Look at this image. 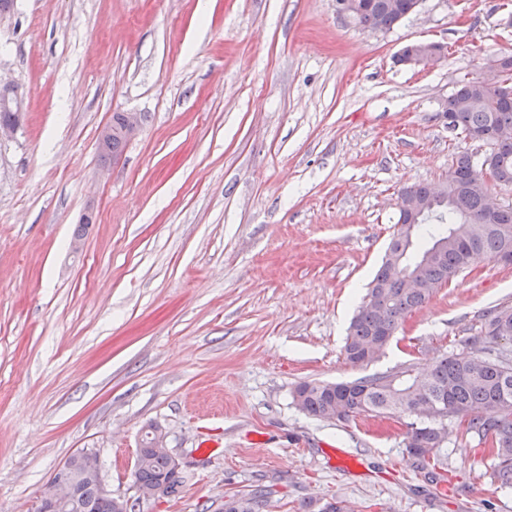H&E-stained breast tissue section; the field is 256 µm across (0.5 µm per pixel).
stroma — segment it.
<instances>
[{
    "label": "stroma",
    "instance_id": "stroma-1",
    "mask_svg": "<svg viewBox=\"0 0 512 512\" xmlns=\"http://www.w3.org/2000/svg\"><path fill=\"white\" fill-rule=\"evenodd\" d=\"M424 41L445 58L397 63ZM510 51L499 0H423L386 31L336 0H14L0 79L26 112L0 142V512H34L84 449L132 495L151 424L187 479L135 512H199L259 484L269 512L322 497L512 512L477 443L449 435L433 481L394 420L327 421L292 400L305 381L465 354L486 311L512 306V266L486 260L409 314L379 360L341 353L401 188L488 151L449 130L444 103ZM116 112L143 124L106 163Z\"/></svg>",
    "mask_w": 512,
    "mask_h": 512
}]
</instances>
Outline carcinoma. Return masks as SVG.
Wrapping results in <instances>:
<instances>
[{
	"instance_id": "carcinoma-1",
	"label": "carcinoma",
	"mask_w": 512,
	"mask_h": 512,
	"mask_svg": "<svg viewBox=\"0 0 512 512\" xmlns=\"http://www.w3.org/2000/svg\"><path fill=\"white\" fill-rule=\"evenodd\" d=\"M359 24L370 30H389L405 16L414 0H364ZM448 128L470 138L496 128H512V62L499 77L476 78L462 83L448 96L444 107ZM112 140L98 146L103 162L116 160L129 139L122 134L124 113L110 121ZM493 169L497 183L512 184V141L490 145V153L475 160L466 150L448 167V199L441 211L423 217L413 231L404 229L410 217L399 213L394 232L367 293L354 315L343 348L345 360L354 366L376 361L402 327L406 317L423 306L435 287L485 260L512 263V205L488 214L477 175L482 166ZM402 195L438 198L436 185L413 183ZM500 336L512 344V306L488 311L480 332L466 338L471 354L456 358L443 355L421 370L399 374H374L351 382H303L292 397L304 413L325 420L347 421L368 414L406 418L404 445L409 455L425 460L420 469L444 464L448 454V424L466 421L465 438L487 446L492 476L499 488L512 490V357L506 350L491 351L487 340ZM421 402L437 407L442 416L418 422L413 414ZM187 475H178L170 456L143 446V456L133 472L142 488H160L171 497L179 492ZM270 491L259 486L247 493L224 497L223 512H260ZM305 512H350L335 498L326 506L309 500ZM67 512H122L100 495L95 476L89 474L78 487L76 506Z\"/></svg>"
}]
</instances>
